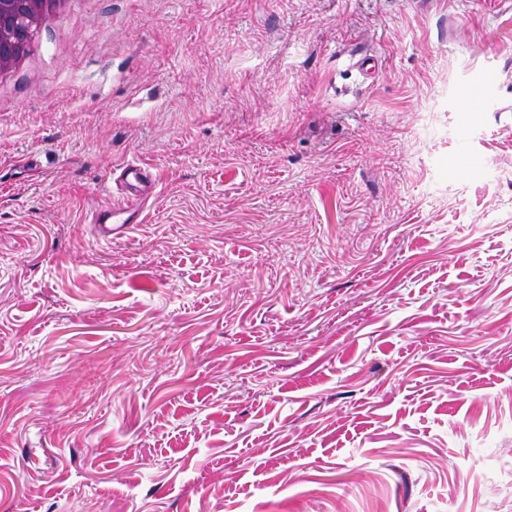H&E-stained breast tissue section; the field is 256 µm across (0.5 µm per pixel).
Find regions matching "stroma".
Instances as JSON below:
<instances>
[{"mask_svg": "<svg viewBox=\"0 0 512 512\" xmlns=\"http://www.w3.org/2000/svg\"><path fill=\"white\" fill-rule=\"evenodd\" d=\"M34 39L0 512H512V0H72ZM116 174L117 180L125 188L121 199L103 203L90 221L95 224L98 238L102 241H110L112 236L126 233L131 224L143 222L142 198L148 183L153 181L151 172L136 162H128L116 168L112 177Z\"/></svg>", "mask_w": 512, "mask_h": 512, "instance_id": "stroma-1", "label": "stroma"}]
</instances>
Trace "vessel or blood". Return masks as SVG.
<instances>
[{"label": "vessel or blood", "mask_w": 512, "mask_h": 512, "mask_svg": "<svg viewBox=\"0 0 512 512\" xmlns=\"http://www.w3.org/2000/svg\"><path fill=\"white\" fill-rule=\"evenodd\" d=\"M117 174L125 188L121 199L103 203L91 219L99 239L103 241L126 233L131 225L142 223L144 218L142 198L148 184L153 180L151 172L135 162H128L118 167Z\"/></svg>", "instance_id": "vessel-or-blood-1"}]
</instances>
